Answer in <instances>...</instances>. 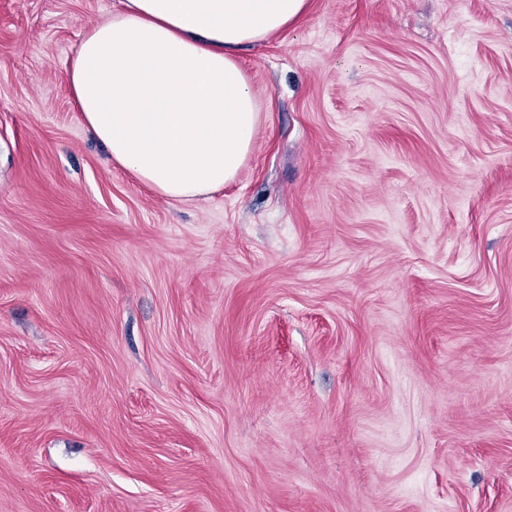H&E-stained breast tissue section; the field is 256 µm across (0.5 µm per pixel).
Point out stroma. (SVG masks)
<instances>
[{
    "label": "stroma",
    "mask_w": 512,
    "mask_h": 512,
    "mask_svg": "<svg viewBox=\"0 0 512 512\" xmlns=\"http://www.w3.org/2000/svg\"><path fill=\"white\" fill-rule=\"evenodd\" d=\"M0 0V512H512V0H310L224 190L158 196Z\"/></svg>",
    "instance_id": "35a3bbf8"
}]
</instances>
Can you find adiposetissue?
I'll use <instances>...</instances> for the list:
<instances>
[{"label":"adipose tissue","mask_w":512,"mask_h":512,"mask_svg":"<svg viewBox=\"0 0 512 512\" xmlns=\"http://www.w3.org/2000/svg\"><path fill=\"white\" fill-rule=\"evenodd\" d=\"M86 30L66 78L81 123L157 195L192 202L246 164L261 105L235 54L308 0H120Z\"/></svg>","instance_id":"ef3b65f1"}]
</instances>
